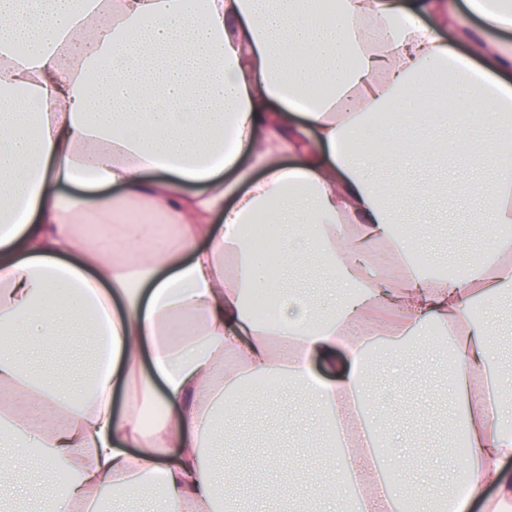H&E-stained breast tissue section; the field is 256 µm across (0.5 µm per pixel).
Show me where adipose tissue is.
<instances>
[{
    "label": "adipose tissue",
    "instance_id": "adipose-tissue-1",
    "mask_svg": "<svg viewBox=\"0 0 512 512\" xmlns=\"http://www.w3.org/2000/svg\"><path fill=\"white\" fill-rule=\"evenodd\" d=\"M467 7L481 28L461 31L444 0H0V469L37 450L54 474L29 486L42 512H101L147 484L152 512H223L208 451L251 376L275 379L271 402L303 386L322 432L356 418L325 450H352L329 498L369 455L358 512L428 500V478L387 480L367 386L372 346L407 362L430 322L451 327L452 430L469 447L448 512H512V381L470 315L512 285V237L466 277L427 279L412 236L393 233L397 184L370 175L447 157L436 132L451 128L456 171H496L476 190L488 223L512 224V171L496 168L512 43L483 37L512 27V0ZM377 243L372 269L359 255ZM251 295L277 318L253 322ZM67 330L87 335L89 373L34 370L28 356ZM315 359L336 378L316 380Z\"/></svg>",
    "mask_w": 512,
    "mask_h": 512
}]
</instances>
